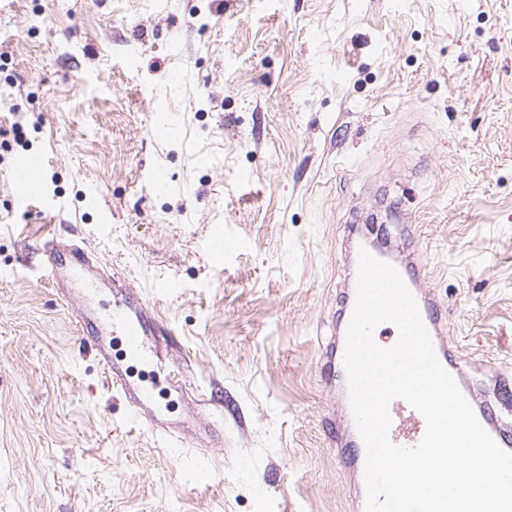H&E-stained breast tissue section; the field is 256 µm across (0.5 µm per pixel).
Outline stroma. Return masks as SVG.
Returning a JSON list of instances; mask_svg holds the SVG:
<instances>
[{"instance_id": "obj_1", "label": "stroma", "mask_w": 512, "mask_h": 512, "mask_svg": "<svg viewBox=\"0 0 512 512\" xmlns=\"http://www.w3.org/2000/svg\"><path fill=\"white\" fill-rule=\"evenodd\" d=\"M362 224L412 247L473 377L512 376V0H0V512H358L326 346ZM47 235L166 328L177 383L111 349L165 431ZM44 164L43 157L31 155L23 158L11 171L10 179L21 189L25 202L41 197L42 189L39 182V174ZM45 257V270L49 280L58 287L78 290L79 300L76 317L79 330L91 339L95 350L106 367L110 385L115 386L137 415L146 418L153 427L160 419L153 409L151 391L140 385L131 384L123 371L112 365L107 339L118 334L124 359L141 363L148 358L147 331L151 330L149 316L142 306L129 303L115 305L103 313L94 301L98 288L95 281L93 255L75 245H61L52 237L45 239L40 247Z\"/></svg>"}]
</instances>
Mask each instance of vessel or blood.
Masks as SVG:
<instances>
[{
	"instance_id": "1",
	"label": "vessel or blood",
	"mask_w": 512,
	"mask_h": 512,
	"mask_svg": "<svg viewBox=\"0 0 512 512\" xmlns=\"http://www.w3.org/2000/svg\"><path fill=\"white\" fill-rule=\"evenodd\" d=\"M44 164L43 157L31 155L23 158L11 171L10 178L21 189L24 201L41 197L39 174ZM41 251L45 257L48 279L57 286L78 291L76 317L79 329L85 338L93 342L106 367L110 384L120 391L136 415L145 417L147 424H157L159 418L153 409L151 391L127 380L123 371L113 365L107 345L108 338L118 336L125 360L133 363L144 362L149 353L146 337L150 328L146 309L125 303L113 306L109 312H102L94 301L97 283L92 254L75 245L59 244L52 238L45 239ZM374 255L399 271L417 300L439 361L454 377L488 433L502 449L512 452V419L505 414L506 409L512 405L506 401L505 392L500 386L495 385L484 390L468 377L456 347L444 336L443 304L424 287L422 267L413 258L397 256L388 249L375 250ZM344 349V336H337L328 359L330 368L335 372L336 384L342 389L347 386L343 366ZM339 406L343 425L336 445L340 449L339 456L344 465L354 473L353 497L357 505L361 506L365 503V447L357 432L348 396L340 397ZM390 415V439L393 443L413 446L421 440L425 430L424 420L406 402L394 400L390 405Z\"/></svg>"
}]
</instances>
